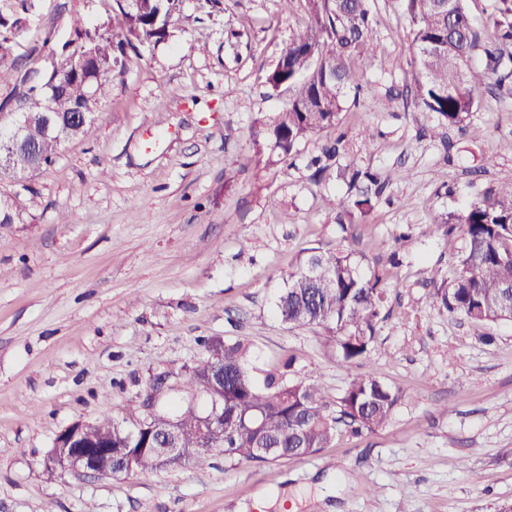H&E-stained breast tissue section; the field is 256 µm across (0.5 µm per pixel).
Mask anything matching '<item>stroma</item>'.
<instances>
[{"label": "stroma", "instance_id": "35a3bbf8", "mask_svg": "<svg viewBox=\"0 0 512 512\" xmlns=\"http://www.w3.org/2000/svg\"><path fill=\"white\" fill-rule=\"evenodd\" d=\"M9 61L49 63L74 19L111 32L103 0H28ZM380 51L370 92L347 106L344 161L394 172L367 223L338 224L342 194L308 162L256 168L252 128L281 111L266 77L304 27L301 0H182L163 43L127 47L101 111L31 186L0 173L16 205L0 227V512H499L512 504V322L473 324L433 307L448 272L439 220L512 180V98L481 91L463 128L424 132L408 93L415 48L400 0H375ZM54 40H46L47 31ZM372 140H365L364 129ZM239 169L234 184L224 170ZM411 237L398 249L400 233ZM364 253L390 272L386 317L362 367L327 353L317 327L274 310L302 249ZM240 339L252 365L341 390L373 370L405 394L389 423L344 431L319 453L119 477L46 468L57 433L98 421L149 380Z\"/></svg>", "mask_w": 512, "mask_h": 512}]
</instances>
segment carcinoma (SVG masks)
Wrapping results in <instances>:
<instances>
[{
	"mask_svg": "<svg viewBox=\"0 0 512 512\" xmlns=\"http://www.w3.org/2000/svg\"><path fill=\"white\" fill-rule=\"evenodd\" d=\"M412 24L415 56L412 97L418 110L438 127L461 128L479 105L476 91L488 80L501 96L512 97V0H496L486 17L490 40L483 42L466 9L465 0H402ZM112 33H90L76 20L75 38L87 41L92 55L106 66L118 62V38L161 42L169 36L181 0H138L128 8L115 0ZM307 21L283 50L267 83L289 92L288 104L254 129L258 163L269 167L284 162L309 137L334 131L340 124L347 92L362 88L361 72L378 56L380 44L370 0H304ZM18 20L0 13V60L8 56L9 37ZM481 52L485 68L468 65ZM66 84L53 98L56 112L79 107L96 115L102 105L107 77L90 67L76 74L68 68L5 66L0 63V85H12V97L0 104L23 106L41 98L47 75ZM30 142L40 147L38 161L26 155L15 160L22 178L38 179L57 158L61 144L70 139L62 130L52 140L36 124ZM340 134L310 160L314 175L335 170L346 186L339 198L324 204L337 212L340 224H363L383 199L391 176L353 164H332L339 155ZM448 275L431 294L432 303L472 323L512 322V181L492 186L465 208L448 214ZM465 244L456 245L455 229ZM365 254L310 247L301 251L275 301L277 316L291 328L320 327L325 348L351 364L366 357L376 340V326L385 308V273L364 271ZM204 355L175 378L176 389L191 393L214 386L218 418L207 441L197 436L204 413L188 405L171 414H147L144 403H129L112 418V447L137 453L130 470L117 456L112 467L119 475L152 473L187 465L202 467L211 452L228 459L268 462L302 459L328 447L345 426L354 433L384 427L402 404V390L366 371L353 377L339 393L316 383L290 379L284 370L258 376L250 366L249 348L240 340L210 338ZM178 430L183 455L166 457L153 449L159 434Z\"/></svg>",
	"mask_w": 512,
	"mask_h": 512,
	"instance_id": "cac0c4a2",
	"label": "carcinoma"
}]
</instances>
